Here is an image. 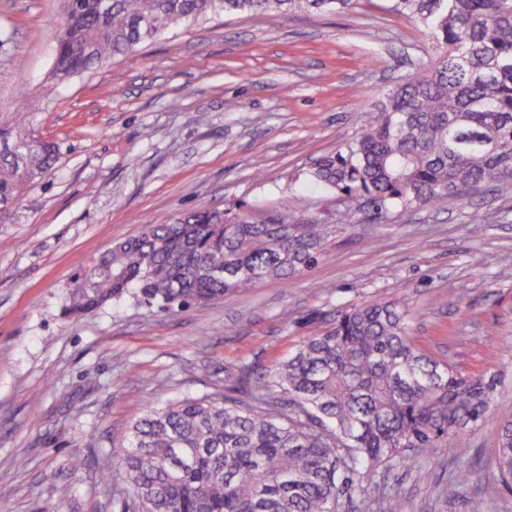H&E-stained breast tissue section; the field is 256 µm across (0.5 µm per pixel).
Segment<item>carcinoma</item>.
<instances>
[{
	"label": "carcinoma",
	"mask_w": 512,
	"mask_h": 512,
	"mask_svg": "<svg viewBox=\"0 0 512 512\" xmlns=\"http://www.w3.org/2000/svg\"><path fill=\"white\" fill-rule=\"evenodd\" d=\"M359 0H72L50 78L63 82L173 29L226 14L343 11ZM417 21L433 56L388 90L363 132L317 158L318 186L378 213L464 200L484 187L512 197V0H381ZM25 118L0 126V143ZM40 141L0 151V223L27 187L53 169ZM344 224H326L295 198L256 214L199 208L116 241L78 274L64 315L89 314L130 290L164 310L205 304L314 268ZM406 302L370 300L342 313L285 360L259 373L240 361L239 398L147 405L130 427L121 467L124 512H401L381 486L407 452L462 443L492 415L498 380L462 373L412 336ZM492 482L512 490V417L498 421ZM471 470L439 488L453 502Z\"/></svg>",
	"instance_id": "obj_1"
}]
</instances>
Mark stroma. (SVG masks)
<instances>
[{
    "label": "stroma",
    "mask_w": 512,
    "mask_h": 512,
    "mask_svg": "<svg viewBox=\"0 0 512 512\" xmlns=\"http://www.w3.org/2000/svg\"><path fill=\"white\" fill-rule=\"evenodd\" d=\"M63 15V0H0V121L24 110L27 131L58 149L0 224V512H121L124 482L101 472L146 405L234 396L240 358L266 371L371 299L409 301L430 355L499 380L493 418L465 447L436 449L428 481L414 479L421 455L392 476L402 512H465L438 495L459 458L491 512H512V492L486 478L497 420L512 416V198L358 212L313 270L205 306L129 297L62 313L75 275L113 241L176 213L274 210L298 195L339 223L353 202L313 186L311 165L426 66L423 28L376 0L346 13L226 16L54 87ZM75 457L83 469H71Z\"/></svg>",
    "instance_id": "35a3bbf8"
}]
</instances>
